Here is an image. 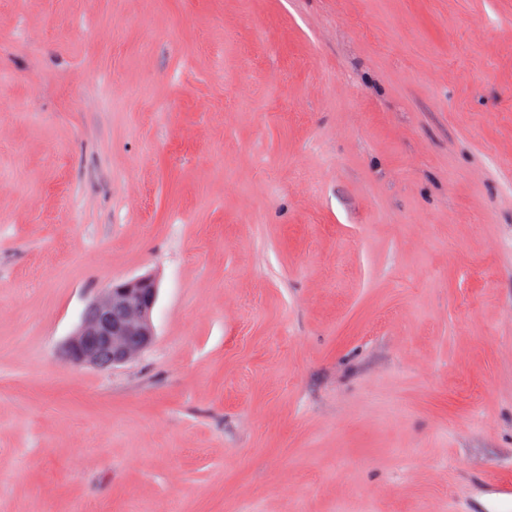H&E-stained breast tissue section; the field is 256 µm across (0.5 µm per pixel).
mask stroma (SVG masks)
Instances as JSON below:
<instances>
[{
	"instance_id": "stroma-1",
	"label": "stroma",
	"mask_w": 512,
	"mask_h": 512,
	"mask_svg": "<svg viewBox=\"0 0 512 512\" xmlns=\"http://www.w3.org/2000/svg\"><path fill=\"white\" fill-rule=\"evenodd\" d=\"M153 274L156 340L61 349ZM512 0H0V512H512Z\"/></svg>"
}]
</instances>
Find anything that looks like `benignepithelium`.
<instances>
[{"label":"benign epithelium","mask_w":512,"mask_h":512,"mask_svg":"<svg viewBox=\"0 0 512 512\" xmlns=\"http://www.w3.org/2000/svg\"><path fill=\"white\" fill-rule=\"evenodd\" d=\"M158 298V281L150 274L111 283L84 309L63 360L103 371L132 361L155 341Z\"/></svg>","instance_id":"7a95c632"}]
</instances>
